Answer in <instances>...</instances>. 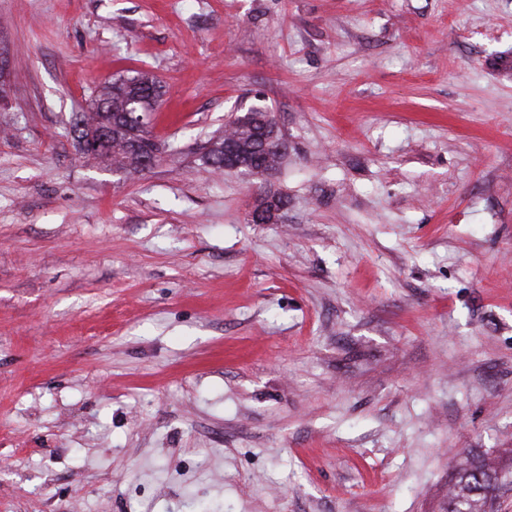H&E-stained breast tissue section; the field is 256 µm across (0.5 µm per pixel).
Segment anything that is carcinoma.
<instances>
[{
    "label": "carcinoma",
    "mask_w": 512,
    "mask_h": 512,
    "mask_svg": "<svg viewBox=\"0 0 512 512\" xmlns=\"http://www.w3.org/2000/svg\"><path fill=\"white\" fill-rule=\"evenodd\" d=\"M112 90V113L131 107L134 95L143 94L144 105L155 109L162 96V86L147 74L119 78L104 86ZM258 112L246 121L241 115L232 133L218 138L204 157V164L216 171L231 169L233 162L243 159L261 173L278 169L285 156L273 152L262 140V125ZM161 143L145 131L135 138L120 125L112 126L111 143L99 153L101 158L112 159V166L126 172H141V157L159 150ZM509 472L488 458L472 453L462 455L455 466L452 488L448 494V512H490L501 489L509 484Z\"/></svg>",
    "instance_id": "1"
}]
</instances>
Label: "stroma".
<instances>
[{"instance_id": "stroma-1", "label": "stroma", "mask_w": 512, "mask_h": 512, "mask_svg": "<svg viewBox=\"0 0 512 512\" xmlns=\"http://www.w3.org/2000/svg\"><path fill=\"white\" fill-rule=\"evenodd\" d=\"M0 49V512H445L457 453L512 465V0H0ZM139 72L129 174L73 128ZM255 104L286 163L215 174Z\"/></svg>"}]
</instances>
